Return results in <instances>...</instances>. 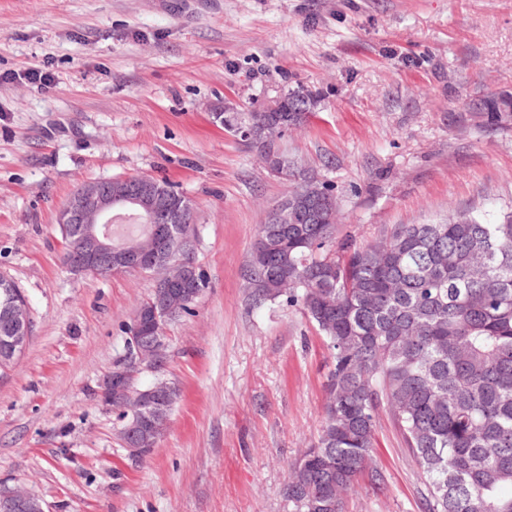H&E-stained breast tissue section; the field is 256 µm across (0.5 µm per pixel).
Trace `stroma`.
<instances>
[{
  "mask_svg": "<svg viewBox=\"0 0 512 512\" xmlns=\"http://www.w3.org/2000/svg\"><path fill=\"white\" fill-rule=\"evenodd\" d=\"M37 70L48 83L23 74ZM304 87L312 119L272 173L213 123ZM512 0H0V275L31 340L0 377V487L48 512H288L289 465L324 422L330 351L300 305H253L260 224L307 174L338 202L337 240L466 210H512ZM165 180L195 205L207 286L168 323L180 391L155 448L129 456L99 388L148 297L141 272L76 276L57 224L84 183ZM343 512H424L423 477L380 414Z\"/></svg>",
  "mask_w": 512,
  "mask_h": 512,
  "instance_id": "35a3bbf8",
  "label": "stroma"
}]
</instances>
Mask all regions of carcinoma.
I'll list each match as a JSON object with an SVG mask.
<instances>
[{"label": "carcinoma", "instance_id": "carcinoma-1", "mask_svg": "<svg viewBox=\"0 0 512 512\" xmlns=\"http://www.w3.org/2000/svg\"><path fill=\"white\" fill-rule=\"evenodd\" d=\"M277 228L258 230L279 259L249 261L252 303L301 304L332 351L324 423L283 489L290 512H342L381 409L422 471L425 512H512V211L398 224L336 255L333 224H290L286 243ZM113 369L138 387L128 355Z\"/></svg>", "mask_w": 512, "mask_h": 512}]
</instances>
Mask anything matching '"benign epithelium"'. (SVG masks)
Instances as JSON below:
<instances>
[{
    "instance_id": "benign-epithelium-1",
    "label": "benign epithelium",
    "mask_w": 512,
    "mask_h": 512,
    "mask_svg": "<svg viewBox=\"0 0 512 512\" xmlns=\"http://www.w3.org/2000/svg\"><path fill=\"white\" fill-rule=\"evenodd\" d=\"M292 112H313L316 101L303 90L288 93ZM266 115L248 120L235 128L237 139L258 147V154L268 169L282 174L288 171V157L279 150V139L301 127L300 120L285 113L278 98L263 108ZM130 209L143 224L151 225L147 241L125 239L117 242L108 230L112 213ZM311 223L337 217L333 194L309 176L302 181L300 192L283 205L271 209L267 223L291 224L299 213ZM196 221L195 207L185 196L178 195L151 177H122L89 182L80 187L62 206L58 224L64 234L67 269L74 275H87L94 269L106 274L125 270L140 271L153 282L154 300L149 310L134 315L130 342L133 357L148 368L159 363L158 334L140 333L141 323L149 319L159 327L180 313L192 296L200 295L187 287L189 275L184 257L192 240ZM31 337V319L26 299L13 285L0 281V363L8 364L21 355ZM107 405L124 413L127 423L119 431L125 449L137 453L155 446L169 421L170 405L176 390L165 383L142 389L128 386L126 375L118 370L102 383ZM0 512H45L40 498L23 487L0 490Z\"/></svg>"
}]
</instances>
